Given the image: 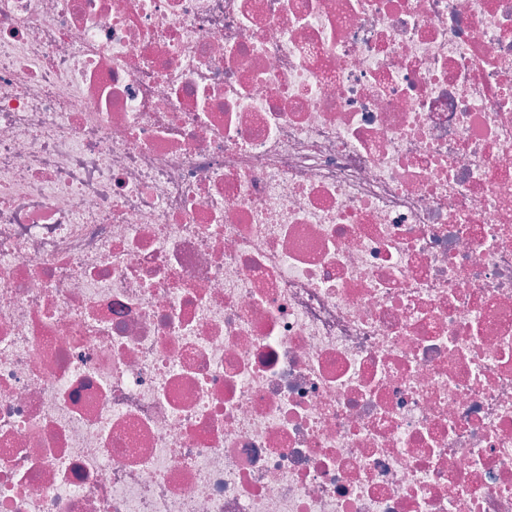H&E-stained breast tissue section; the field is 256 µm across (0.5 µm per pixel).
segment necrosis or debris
Returning <instances> with one entry per match:
<instances>
[{"label": "necrosis or debris", "mask_w": 512, "mask_h": 512, "mask_svg": "<svg viewBox=\"0 0 512 512\" xmlns=\"http://www.w3.org/2000/svg\"><path fill=\"white\" fill-rule=\"evenodd\" d=\"M0 512H512V0H0Z\"/></svg>", "instance_id": "obj_1"}]
</instances>
